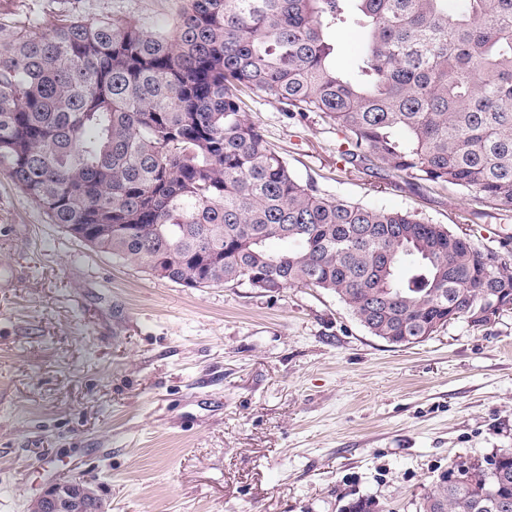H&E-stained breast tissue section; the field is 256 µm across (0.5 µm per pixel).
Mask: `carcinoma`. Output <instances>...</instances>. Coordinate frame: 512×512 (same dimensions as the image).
Returning a JSON list of instances; mask_svg holds the SVG:
<instances>
[{"label":"carcinoma","mask_w":512,"mask_h":512,"mask_svg":"<svg viewBox=\"0 0 512 512\" xmlns=\"http://www.w3.org/2000/svg\"><path fill=\"white\" fill-rule=\"evenodd\" d=\"M363 35L350 72L331 35ZM264 94L341 160L512 210V0H185L167 30L0 19V174L92 251L184 288L335 294L373 336L495 321L512 262L410 212L321 192L252 123ZM419 512H512V448Z\"/></svg>","instance_id":"cac0c4a2"}]
</instances>
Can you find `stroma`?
Wrapping results in <instances>:
<instances>
[{
	"mask_svg": "<svg viewBox=\"0 0 512 512\" xmlns=\"http://www.w3.org/2000/svg\"><path fill=\"white\" fill-rule=\"evenodd\" d=\"M182 0H0L9 21L58 14L171 23ZM261 127L301 180L408 211L503 252L512 210L466 191L344 170L343 135L260 95ZM512 448V310L392 345L336 295L184 288L93 252L0 176V512L91 481L110 512H341L359 497L419 512L442 474Z\"/></svg>",
	"mask_w": 512,
	"mask_h": 512,
	"instance_id": "obj_1",
	"label": "stroma"
}]
</instances>
